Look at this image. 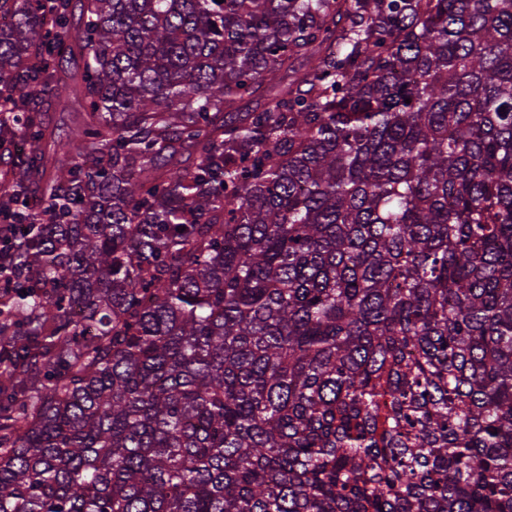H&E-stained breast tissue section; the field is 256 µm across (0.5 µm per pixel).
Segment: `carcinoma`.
Wrapping results in <instances>:
<instances>
[{"instance_id":"cac0c4a2","label":"carcinoma","mask_w":512,"mask_h":512,"mask_svg":"<svg viewBox=\"0 0 512 512\" xmlns=\"http://www.w3.org/2000/svg\"><path fill=\"white\" fill-rule=\"evenodd\" d=\"M1 17L0 512H512V0Z\"/></svg>"}]
</instances>
